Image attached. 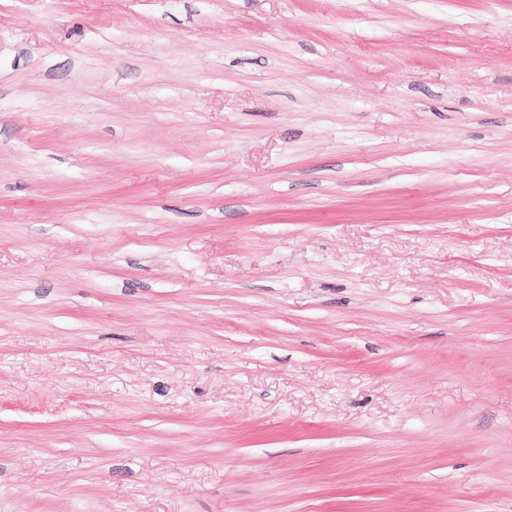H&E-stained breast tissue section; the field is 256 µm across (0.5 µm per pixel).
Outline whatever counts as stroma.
<instances>
[{
  "label": "stroma",
  "instance_id": "obj_1",
  "mask_svg": "<svg viewBox=\"0 0 512 512\" xmlns=\"http://www.w3.org/2000/svg\"><path fill=\"white\" fill-rule=\"evenodd\" d=\"M0 512H512V0H0Z\"/></svg>",
  "mask_w": 512,
  "mask_h": 512
}]
</instances>
